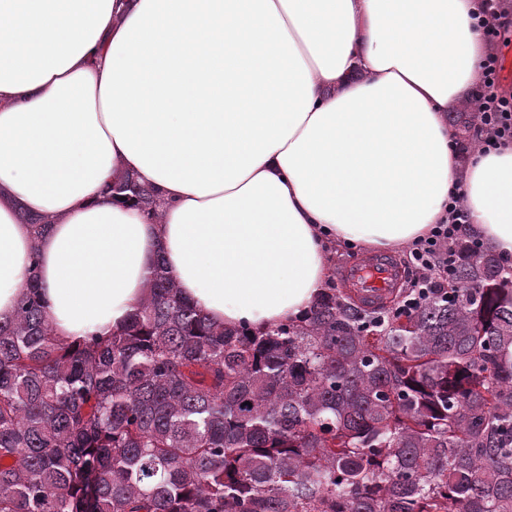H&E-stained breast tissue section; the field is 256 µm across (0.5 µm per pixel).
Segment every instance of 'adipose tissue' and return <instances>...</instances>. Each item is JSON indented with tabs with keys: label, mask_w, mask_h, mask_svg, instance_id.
<instances>
[{
	"label": "adipose tissue",
	"mask_w": 512,
	"mask_h": 512,
	"mask_svg": "<svg viewBox=\"0 0 512 512\" xmlns=\"http://www.w3.org/2000/svg\"><path fill=\"white\" fill-rule=\"evenodd\" d=\"M477 4L0 0V321L35 263L58 338L108 333L161 259L212 322L273 327L331 246L404 250L457 191L511 256L512 145L463 158L448 125L487 51ZM124 171L161 222L112 197Z\"/></svg>",
	"instance_id": "adipose-tissue-1"
}]
</instances>
